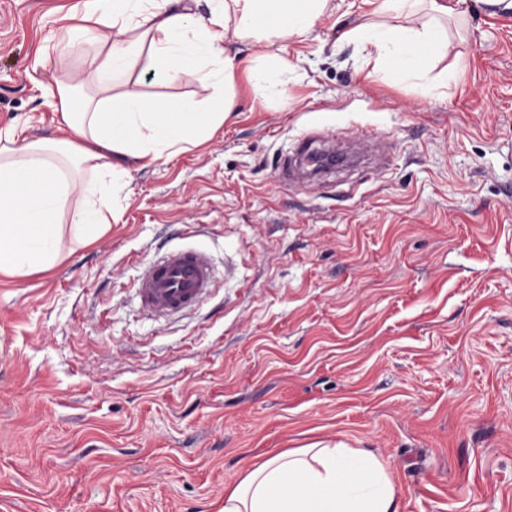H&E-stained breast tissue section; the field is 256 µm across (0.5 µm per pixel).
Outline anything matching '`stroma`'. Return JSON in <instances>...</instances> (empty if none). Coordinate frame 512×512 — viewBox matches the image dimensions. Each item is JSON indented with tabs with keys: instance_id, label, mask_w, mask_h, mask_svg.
<instances>
[{
	"instance_id": "35a3bbf8",
	"label": "stroma",
	"mask_w": 512,
	"mask_h": 512,
	"mask_svg": "<svg viewBox=\"0 0 512 512\" xmlns=\"http://www.w3.org/2000/svg\"><path fill=\"white\" fill-rule=\"evenodd\" d=\"M83 3L0 0V135H56L50 89L90 71L60 45ZM450 4L446 56L405 78L346 37L369 0L232 40L223 126L131 169L53 270L0 272V512H219L245 469L317 443L373 453L399 512H512V10ZM115 91L213 94L185 71ZM336 130L386 146L282 184L299 137ZM184 248L209 256L210 296L147 314L144 266Z\"/></svg>"
}]
</instances>
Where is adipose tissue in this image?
Segmentation results:
<instances>
[{
  "mask_svg": "<svg viewBox=\"0 0 512 512\" xmlns=\"http://www.w3.org/2000/svg\"><path fill=\"white\" fill-rule=\"evenodd\" d=\"M177 0H86L79 23L63 31L68 45L93 50L94 96L79 82L60 81L51 106L68 138L0 144V271H47L62 258L63 240H95L111 208V187L127 174L207 139L236 105V56L228 31L270 47L310 32L329 0H209L192 15ZM425 12L426 21L404 25ZM381 22L348 32L349 40L390 54L399 71L427 68L448 47L446 0H379ZM147 62L158 81L175 70L196 73L215 90L213 102L148 103L113 92L116 75ZM87 167L95 178L77 177ZM221 512H399L395 483L372 453L342 445L301 448L267 456L224 490Z\"/></svg>",
  "mask_w": 512,
  "mask_h": 512,
  "instance_id": "obj_1",
  "label": "adipose tissue"
}]
</instances>
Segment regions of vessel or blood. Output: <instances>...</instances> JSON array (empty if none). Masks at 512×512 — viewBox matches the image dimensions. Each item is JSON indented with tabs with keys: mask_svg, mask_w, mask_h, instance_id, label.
<instances>
[{
	"mask_svg": "<svg viewBox=\"0 0 512 512\" xmlns=\"http://www.w3.org/2000/svg\"><path fill=\"white\" fill-rule=\"evenodd\" d=\"M213 282L214 269L205 254L174 250L145 266L137 295L151 314H176L203 303Z\"/></svg>",
	"mask_w": 512,
	"mask_h": 512,
	"instance_id": "vessel-or-blood-1",
	"label": "vessel or blood"
}]
</instances>
